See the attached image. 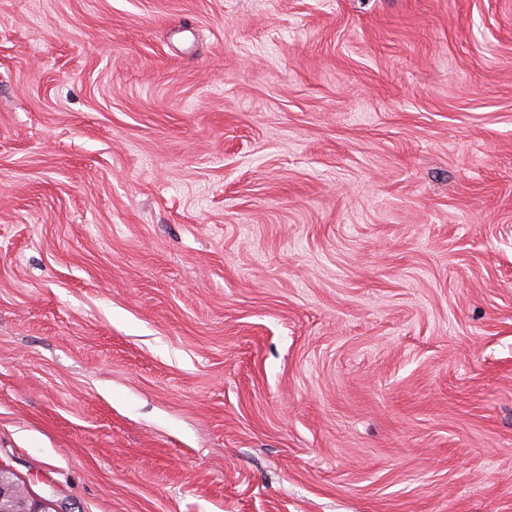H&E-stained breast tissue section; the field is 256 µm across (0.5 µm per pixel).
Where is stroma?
Returning <instances> with one entry per match:
<instances>
[{"instance_id":"obj_1","label":"stroma","mask_w":512,"mask_h":512,"mask_svg":"<svg viewBox=\"0 0 512 512\" xmlns=\"http://www.w3.org/2000/svg\"><path fill=\"white\" fill-rule=\"evenodd\" d=\"M0 466L512 512V0H0Z\"/></svg>"}]
</instances>
